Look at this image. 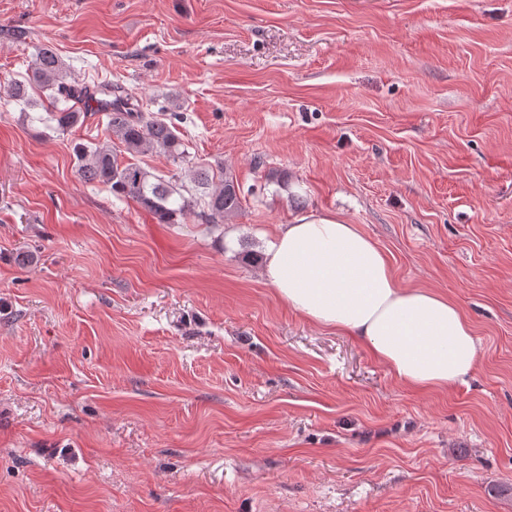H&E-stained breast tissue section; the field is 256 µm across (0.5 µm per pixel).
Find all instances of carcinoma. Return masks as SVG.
<instances>
[{
    "mask_svg": "<svg viewBox=\"0 0 512 512\" xmlns=\"http://www.w3.org/2000/svg\"><path fill=\"white\" fill-rule=\"evenodd\" d=\"M66 76V65L54 48L41 45L23 79L10 80L3 86L4 99L24 108L32 107L35 102L30 89L39 87L49 100L47 111L54 130L63 134L90 117V113L69 105L70 96L63 94ZM105 118L104 139L74 146L76 171L81 179L137 204L159 224H182L192 217L203 224H229L240 215L241 188L228 174L204 195L187 197L182 193L184 186L176 183V174L154 173L134 162L119 160L116 141L132 157L158 154L175 167L191 164L188 145L176 127L177 114L154 112L135 92L114 84L112 111Z\"/></svg>",
    "mask_w": 512,
    "mask_h": 512,
    "instance_id": "carcinoma-1",
    "label": "carcinoma"
}]
</instances>
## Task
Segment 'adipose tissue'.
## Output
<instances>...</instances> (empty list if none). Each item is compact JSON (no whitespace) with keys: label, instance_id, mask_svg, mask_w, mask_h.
<instances>
[{"label":"adipose tissue","instance_id":"ef3b65f1","mask_svg":"<svg viewBox=\"0 0 512 512\" xmlns=\"http://www.w3.org/2000/svg\"><path fill=\"white\" fill-rule=\"evenodd\" d=\"M264 273L290 308L354 337L403 384L449 389L479 364L474 327L458 304L402 287L376 243L336 215L309 213L281 227Z\"/></svg>","mask_w":512,"mask_h":512}]
</instances>
